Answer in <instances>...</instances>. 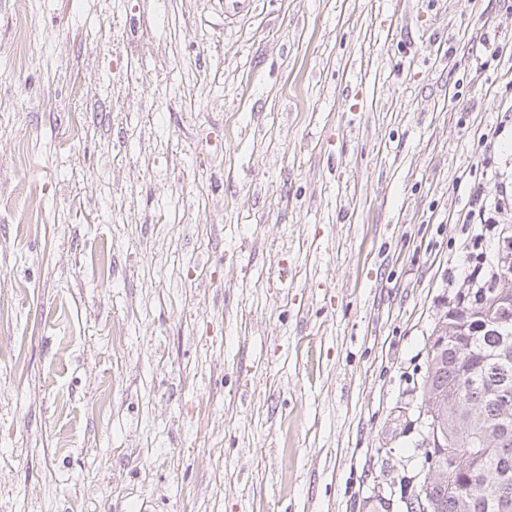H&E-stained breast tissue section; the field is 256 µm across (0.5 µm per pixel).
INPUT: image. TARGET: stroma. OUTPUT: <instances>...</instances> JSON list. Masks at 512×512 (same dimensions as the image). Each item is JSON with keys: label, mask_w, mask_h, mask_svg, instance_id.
<instances>
[{"label": "stroma", "mask_w": 512, "mask_h": 512, "mask_svg": "<svg viewBox=\"0 0 512 512\" xmlns=\"http://www.w3.org/2000/svg\"><path fill=\"white\" fill-rule=\"evenodd\" d=\"M510 43L512 0H0V512H405Z\"/></svg>", "instance_id": "stroma-1"}]
</instances>
